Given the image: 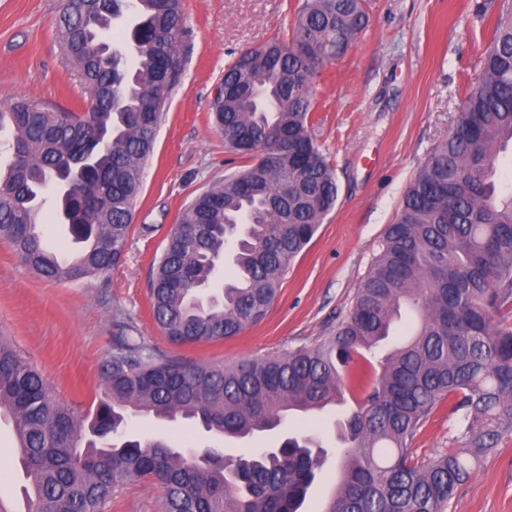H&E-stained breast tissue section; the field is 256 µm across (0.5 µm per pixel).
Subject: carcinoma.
Segmentation results:
<instances>
[{
  "mask_svg": "<svg viewBox=\"0 0 512 512\" xmlns=\"http://www.w3.org/2000/svg\"><path fill=\"white\" fill-rule=\"evenodd\" d=\"M131 69L102 49L121 0H65L63 52L89 95L84 112L29 102L0 109L13 131L0 158V238L40 277L78 283L122 259L166 104L181 69V0H132ZM369 23L365 0H304L289 39L241 55L212 104L225 147L249 161L183 210L155 262L152 314L174 345L230 339L262 321L291 264L333 210L339 187L309 129L324 63ZM312 52L307 53L303 48ZM512 145V11L502 12L483 69L448 138L410 181L394 222L345 317L323 340L280 355L205 365L159 354L125 326L101 369L95 409L59 403L41 374L0 337V410L28 477L24 512H104L116 489L149 478L161 512H299L327 451L311 439L226 460L214 448L186 455L161 439L124 436L130 418H182L245 439L354 399L340 440L339 487L325 512H447L474 462L512 424V190L494 180ZM69 172L74 195L57 217L85 245L71 262L40 224L42 182ZM231 270L211 286L224 254ZM411 336L364 385L356 358L385 341L402 310ZM470 447L419 464L410 445L437 406Z\"/></svg>",
  "mask_w": 512,
  "mask_h": 512,
  "instance_id": "cac0c4a2",
  "label": "carcinoma"
}]
</instances>
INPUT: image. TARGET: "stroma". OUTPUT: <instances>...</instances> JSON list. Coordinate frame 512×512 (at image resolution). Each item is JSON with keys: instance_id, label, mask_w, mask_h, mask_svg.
<instances>
[{"instance_id": "1", "label": "stroma", "mask_w": 512, "mask_h": 512, "mask_svg": "<svg viewBox=\"0 0 512 512\" xmlns=\"http://www.w3.org/2000/svg\"><path fill=\"white\" fill-rule=\"evenodd\" d=\"M303 0H183L178 35L182 72L166 107L123 263L88 283L51 282L24 266L0 239V335L46 379L65 405L85 411L100 394V368L112 355L118 322L133 325L157 352L205 364L311 347L350 308L388 224L415 173L454 127L468 85L481 72L497 14L512 0H366L370 25L315 86L310 132L334 169L335 208L282 280L266 318L238 336L172 345L154 321L151 265L180 212L198 194L242 169L211 120L224 71L247 49L287 38ZM62 0H0V108L27 100L81 112L88 99L59 43ZM337 407L289 417L272 434L236 441L209 437L190 423L135 418L131 434L175 446L209 445L232 459L285 437L321 435L329 460L302 512H323L339 476ZM468 441L440 404L411 445L428 462ZM23 482L10 427L0 424V494L21 499ZM161 489L132 479L105 512H159ZM448 512H512V428L481 457Z\"/></svg>"}]
</instances>
